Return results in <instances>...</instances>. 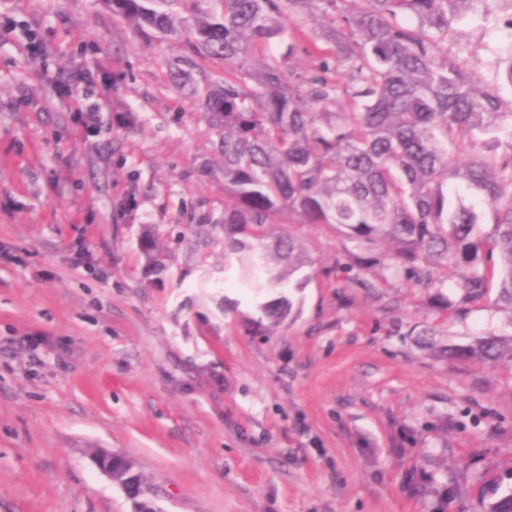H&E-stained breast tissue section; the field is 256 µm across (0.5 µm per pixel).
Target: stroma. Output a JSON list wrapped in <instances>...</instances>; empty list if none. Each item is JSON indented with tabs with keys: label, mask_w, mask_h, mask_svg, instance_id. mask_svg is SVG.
<instances>
[{
	"label": "stroma",
	"mask_w": 512,
	"mask_h": 512,
	"mask_svg": "<svg viewBox=\"0 0 512 512\" xmlns=\"http://www.w3.org/2000/svg\"><path fill=\"white\" fill-rule=\"evenodd\" d=\"M0 512H133L98 450L161 512H472L512 467V359L423 348L512 327L494 293L364 288L339 237L278 224L309 262L280 322L224 269V176L179 46L102 0H0ZM450 56L512 97L497 13L453 23ZM45 53L28 52L29 39ZM209 225L188 251V223ZM166 268L147 270L144 225ZM93 462L101 474L122 485L133 499L144 496V491L140 486L135 490L128 487L130 477L135 474L134 464L130 459L120 454L102 450L93 455ZM129 469H132V472L126 474Z\"/></svg>",
	"instance_id": "35a3bbf8"
}]
</instances>
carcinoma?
Returning <instances> with one entry per match:
<instances>
[{"label": "carcinoma", "instance_id": "obj_1", "mask_svg": "<svg viewBox=\"0 0 512 512\" xmlns=\"http://www.w3.org/2000/svg\"><path fill=\"white\" fill-rule=\"evenodd\" d=\"M146 37L181 45L169 79L199 100L222 160L224 270L242 288L275 290L305 264L277 224H325L342 257L385 283L442 288L448 271L472 299L498 289L512 316V99L448 59L452 23L512 0H112ZM318 26L306 35L302 16ZM302 56L310 67L287 63ZM224 63L220 72L210 69ZM455 180L495 215L490 232ZM389 244L387 251L380 250ZM149 268L164 267L159 233H141ZM282 320L280 296L263 306ZM456 361L512 358V337L439 348ZM480 512H512V470L482 489Z\"/></svg>", "mask_w": 512, "mask_h": 512}]
</instances>
